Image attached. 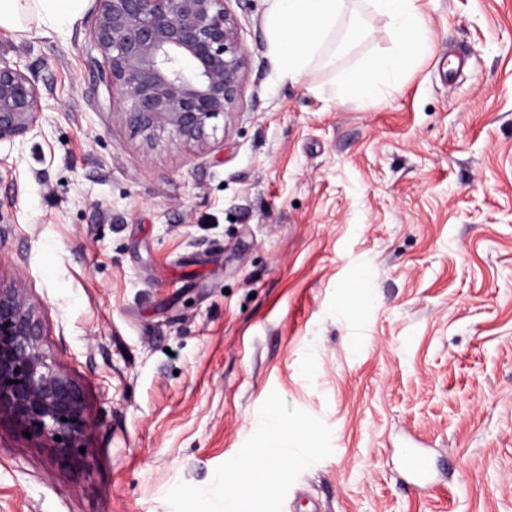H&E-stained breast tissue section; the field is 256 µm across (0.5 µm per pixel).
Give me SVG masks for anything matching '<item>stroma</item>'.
I'll use <instances>...</instances> for the list:
<instances>
[{"label": "stroma", "mask_w": 512, "mask_h": 512, "mask_svg": "<svg viewBox=\"0 0 512 512\" xmlns=\"http://www.w3.org/2000/svg\"><path fill=\"white\" fill-rule=\"evenodd\" d=\"M274 4L228 0L249 67L205 149L113 112L96 0L0 31L43 106L0 142V281L22 279L93 425L67 469L0 422V512H222L272 410L312 445L269 461L287 476L255 512H512V0H423L424 51L343 101L389 19L350 0L292 82ZM417 441L454 465L425 490L403 481Z\"/></svg>", "instance_id": "stroma-1"}]
</instances>
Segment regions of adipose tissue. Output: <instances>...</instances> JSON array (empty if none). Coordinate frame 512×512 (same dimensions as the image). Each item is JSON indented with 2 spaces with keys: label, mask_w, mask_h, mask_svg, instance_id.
<instances>
[{
  "label": "adipose tissue",
  "mask_w": 512,
  "mask_h": 512,
  "mask_svg": "<svg viewBox=\"0 0 512 512\" xmlns=\"http://www.w3.org/2000/svg\"><path fill=\"white\" fill-rule=\"evenodd\" d=\"M377 12L390 18L395 46L368 57L340 84L343 98L368 99L381 84L398 80L408 57L423 47L422 0H370ZM83 0H0V30L25 33L30 22L57 28L74 18ZM346 10V0H276L268 28L282 76L300 80L310 62L320 55L336 33V23Z\"/></svg>",
  "instance_id": "obj_1"
}]
</instances>
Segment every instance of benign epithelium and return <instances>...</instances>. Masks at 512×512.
I'll list each match as a JSON object with an SVG mask.
<instances>
[{
  "mask_svg": "<svg viewBox=\"0 0 512 512\" xmlns=\"http://www.w3.org/2000/svg\"><path fill=\"white\" fill-rule=\"evenodd\" d=\"M97 2L91 38L112 109L147 143L168 135L206 145L213 120L239 111L247 67L227 0ZM41 112L36 81L0 53V141L32 131ZM43 336L22 280L0 282V417L72 463L91 423L82 387L45 349Z\"/></svg>",
  "mask_w": 512,
  "mask_h": 512,
  "instance_id": "obj_1",
  "label": "benign epithelium"
}]
</instances>
